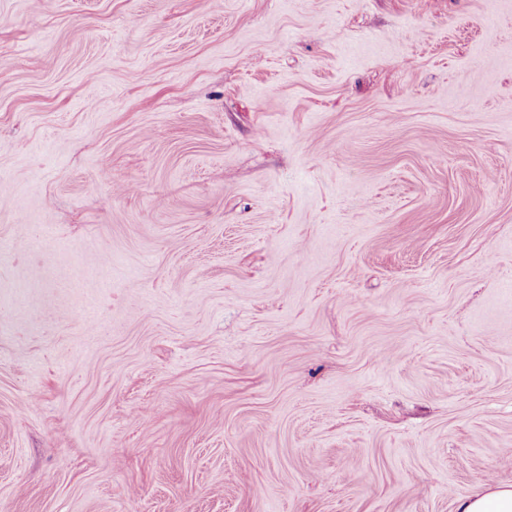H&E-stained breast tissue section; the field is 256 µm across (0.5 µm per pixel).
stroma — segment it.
Here are the masks:
<instances>
[{
	"mask_svg": "<svg viewBox=\"0 0 512 512\" xmlns=\"http://www.w3.org/2000/svg\"><path fill=\"white\" fill-rule=\"evenodd\" d=\"M488 484L512 0H0V512Z\"/></svg>",
	"mask_w": 512,
	"mask_h": 512,
	"instance_id": "35a3bbf8",
	"label": "stroma"
}]
</instances>
